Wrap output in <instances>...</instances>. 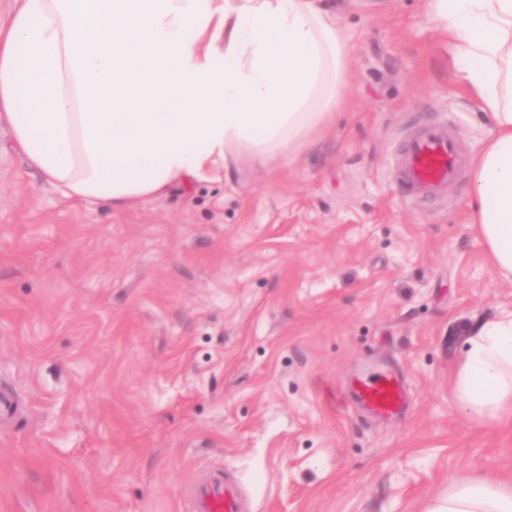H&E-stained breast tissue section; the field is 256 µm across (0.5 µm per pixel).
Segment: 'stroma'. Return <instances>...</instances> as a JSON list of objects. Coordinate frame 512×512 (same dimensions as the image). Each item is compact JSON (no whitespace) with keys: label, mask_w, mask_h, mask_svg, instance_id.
I'll use <instances>...</instances> for the list:
<instances>
[{"label":"stroma","mask_w":512,"mask_h":512,"mask_svg":"<svg viewBox=\"0 0 512 512\" xmlns=\"http://www.w3.org/2000/svg\"><path fill=\"white\" fill-rule=\"evenodd\" d=\"M348 99L294 160L241 155L115 211L64 198L0 125V512H192L222 468L246 512H426L463 473L512 478V429L452 379L469 329L512 312L470 224L491 125L427 0H324ZM462 150L425 204L398 192L404 138ZM374 358L409 408L343 397Z\"/></svg>","instance_id":"obj_1"}]
</instances>
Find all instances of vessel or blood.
<instances>
[{
  "instance_id": "b4317fda",
  "label": "vessel or blood",
  "mask_w": 512,
  "mask_h": 512,
  "mask_svg": "<svg viewBox=\"0 0 512 512\" xmlns=\"http://www.w3.org/2000/svg\"><path fill=\"white\" fill-rule=\"evenodd\" d=\"M461 162L459 143L439 124L424 122L405 139L399 165L404 198L430 199L444 195L454 183ZM346 396L380 419H393L405 408L399 373L386 367L358 373ZM245 498L235 480L213 471L193 486V512H244Z\"/></svg>"
}]
</instances>
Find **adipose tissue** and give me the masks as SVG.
Wrapping results in <instances>:
<instances>
[{
  "label": "adipose tissue",
  "instance_id": "ef3b65f1",
  "mask_svg": "<svg viewBox=\"0 0 512 512\" xmlns=\"http://www.w3.org/2000/svg\"><path fill=\"white\" fill-rule=\"evenodd\" d=\"M427 5L492 122L469 207L511 278L512 0ZM347 53L318 0H16L0 26V123L64 197L120 209L236 151L294 157L335 121ZM453 383L474 419L512 422V313L470 339ZM429 512H512V487L463 474Z\"/></svg>",
  "mask_w": 512,
  "mask_h": 512
}]
</instances>
